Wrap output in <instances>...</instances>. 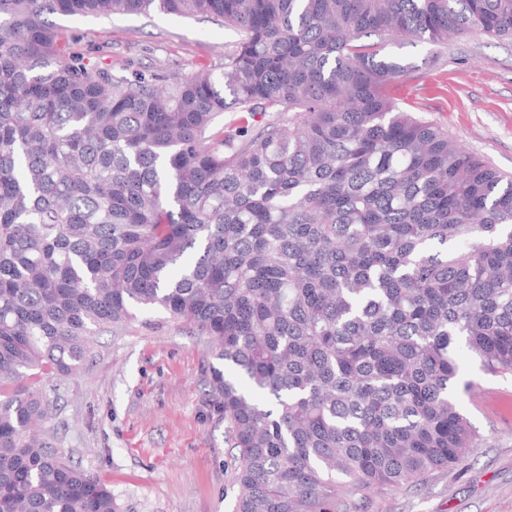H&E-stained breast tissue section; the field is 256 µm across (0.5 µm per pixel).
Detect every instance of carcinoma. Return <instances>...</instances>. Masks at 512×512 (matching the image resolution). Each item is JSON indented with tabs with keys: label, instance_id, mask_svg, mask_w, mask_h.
Wrapping results in <instances>:
<instances>
[{
	"label": "carcinoma",
	"instance_id": "carcinoma-1",
	"mask_svg": "<svg viewBox=\"0 0 512 512\" xmlns=\"http://www.w3.org/2000/svg\"><path fill=\"white\" fill-rule=\"evenodd\" d=\"M130 13L239 39L130 79L49 20ZM471 31L512 39V0H0V512H120L34 381L138 309L230 370L236 512H336L475 447L456 344L512 375V176L399 110L384 53Z\"/></svg>",
	"mask_w": 512,
	"mask_h": 512
}]
</instances>
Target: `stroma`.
I'll list each match as a JSON object with an SVG mask.
<instances>
[{
  "mask_svg": "<svg viewBox=\"0 0 512 512\" xmlns=\"http://www.w3.org/2000/svg\"><path fill=\"white\" fill-rule=\"evenodd\" d=\"M86 60L127 77L188 76L216 66L236 33L200 17L72 16ZM388 54L412 68L391 90L398 105L512 174V40L473 31L447 44L401 40ZM209 337L161 310L90 340L80 370L41 380L55 446L101 478L120 512H234L239 488L224 419L210 410ZM476 388L460 402L479 446L424 485L363 489L339 512H512V377L461 365Z\"/></svg>",
  "mask_w": 512,
  "mask_h": 512,
  "instance_id": "35a3bbf8",
  "label": "stroma"
}]
</instances>
